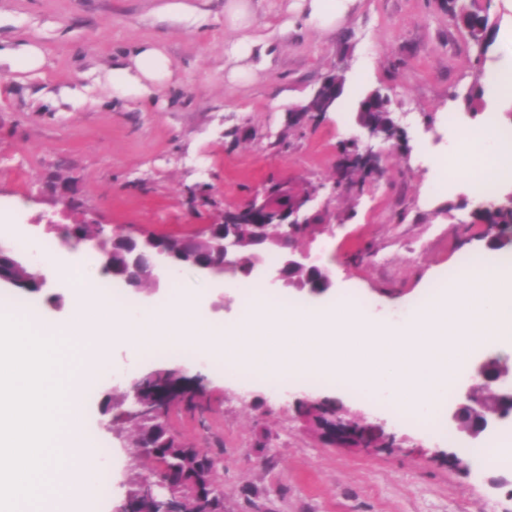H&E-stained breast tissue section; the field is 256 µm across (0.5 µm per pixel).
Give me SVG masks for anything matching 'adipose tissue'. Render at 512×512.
I'll return each instance as SVG.
<instances>
[{
	"label": "adipose tissue",
	"mask_w": 512,
	"mask_h": 512,
	"mask_svg": "<svg viewBox=\"0 0 512 512\" xmlns=\"http://www.w3.org/2000/svg\"><path fill=\"white\" fill-rule=\"evenodd\" d=\"M170 73V61L163 52L155 47L146 48L135 56L133 68L114 70L112 85L124 93L146 96L152 83ZM456 154L460 164L454 170L460 179L479 177L493 186L512 174V142L505 140L495 122H486L468 132L457 144Z\"/></svg>",
	"instance_id": "obj_1"
}]
</instances>
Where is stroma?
<instances>
[{
  "mask_svg": "<svg viewBox=\"0 0 512 512\" xmlns=\"http://www.w3.org/2000/svg\"><path fill=\"white\" fill-rule=\"evenodd\" d=\"M167 0H0V209L19 206L29 241H60L65 225L96 222L138 238L200 239L219 212L242 208L272 182L301 194L319 188L313 211L330 212L297 239L332 285L312 294L288 286L282 298L325 307L344 296L377 320L403 321L431 288L453 278L466 253L485 254L512 235L476 218L483 198L465 182L430 190L433 161L449 157L459 128L487 113L512 131V104L485 98L470 112L451 92L474 81V47L444 0H344L335 24L311 22V0H246L248 26H232L228 0H188L191 15L164 11ZM249 54L233 50L244 36ZM41 49L42 66L17 72L14 54ZM161 49L168 79L147 97L112 86L142 48ZM344 69L345 91L317 122L292 109L326 75ZM391 99L399 139L382 172L334 190L340 142L359 135L355 113L370 90ZM232 278L192 268L180 286L194 292L206 321L233 323ZM73 290L51 281L28 299L44 318L67 326ZM179 369L200 377L205 407L172 412L171 429L219 456L216 485L224 512H512V491L492 479L511 466L462 469L451 461L466 435L444 432L443 417L411 427L357 391L294 384L272 393L265 380L241 386L210 362L145 359L108 348L82 402L85 433L102 449L113 478L104 512H118L150 463L131 447V379ZM331 398L366 423H384L396 447L350 450L304 429L296 402Z\"/></svg>",
  "mask_w": 512,
  "mask_h": 512,
  "instance_id": "stroma-1",
  "label": "stroma"
}]
</instances>
